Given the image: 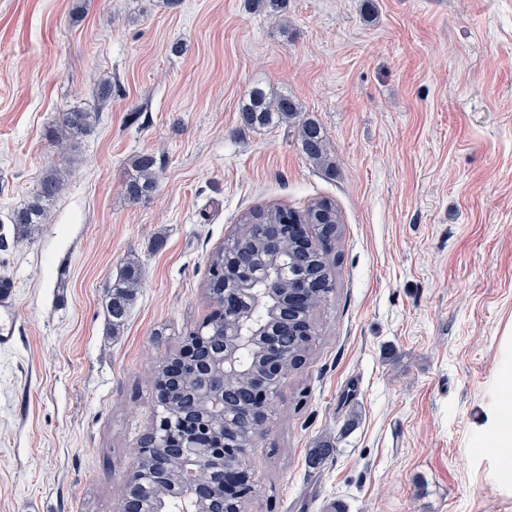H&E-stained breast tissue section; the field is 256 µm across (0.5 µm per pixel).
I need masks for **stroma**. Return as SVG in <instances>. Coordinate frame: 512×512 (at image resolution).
I'll list each match as a JSON object with an SVG mask.
<instances>
[{
    "label": "stroma",
    "instance_id": "1",
    "mask_svg": "<svg viewBox=\"0 0 512 512\" xmlns=\"http://www.w3.org/2000/svg\"><path fill=\"white\" fill-rule=\"evenodd\" d=\"M257 85L323 126L335 172L286 127L243 128ZM75 106L100 121L66 158L48 134ZM142 153L159 180L133 203ZM53 167L47 222L0 249L20 325L0 512H119L212 254L244 212L319 198L342 217L335 290L255 438L249 512H512L491 440L512 375V0H0L1 223ZM129 261L116 332L104 286ZM131 166L135 174L125 182L124 194L134 202L156 190L158 162L154 155L140 154L133 158ZM140 276L139 265L128 262L120 275L106 285L105 293L109 299L107 312L113 331H119L125 324L140 285Z\"/></svg>",
    "mask_w": 512,
    "mask_h": 512
}]
</instances>
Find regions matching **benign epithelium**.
I'll return each mask as SVG.
<instances>
[{
    "label": "benign epithelium",
    "instance_id": "1",
    "mask_svg": "<svg viewBox=\"0 0 512 512\" xmlns=\"http://www.w3.org/2000/svg\"><path fill=\"white\" fill-rule=\"evenodd\" d=\"M289 241L300 246L318 247L335 237L336 226L319 225L320 238H315L308 224L288 225ZM234 272L236 287L224 290V336L219 350H210L212 337L204 329L187 337L184 350L208 354L200 367L185 362L183 356L167 360L154 381L157 408L168 413L158 416L146 436L156 440L177 423L174 408L177 394L190 391L199 405L204 424L229 435L236 432L239 416L252 422L267 418V407L279 394L286 379V365L301 360L311 338L310 327L303 320L309 287L293 269L283 271L278 257L252 272H241L237 264L224 267V273ZM288 298V316L295 321L296 334L301 336L295 355L281 353L271 327L283 311V298ZM263 309L265 320L256 322L253 314ZM246 352L252 362L239 364L240 354ZM253 437L246 434L237 445L224 444L218 448H199L188 439L181 448L167 449L166 473L158 475L152 469L155 448H137L136 466L126 482L120 512H141L137 496L145 497L146 512H163L172 498L185 497L192 502L191 512H246V503L255 490L250 459ZM220 480L223 497L213 499L210 486Z\"/></svg>",
    "mask_w": 512,
    "mask_h": 512
}]
</instances>
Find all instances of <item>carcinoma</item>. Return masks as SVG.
I'll list each match as a JSON object with an SVG mask.
<instances>
[{
	"label": "carcinoma",
	"mask_w": 512,
	"mask_h": 512,
	"mask_svg": "<svg viewBox=\"0 0 512 512\" xmlns=\"http://www.w3.org/2000/svg\"><path fill=\"white\" fill-rule=\"evenodd\" d=\"M241 123L250 129H261L271 124L292 129L300 152L316 166L331 172L335 162L330 157L329 145L323 127L304 115L298 101L288 95H272L259 87L247 91L240 107ZM97 125L94 111L77 107L63 113L60 124L50 132V139L58 153L65 154L79 141L90 135ZM134 174L124 184V194L131 201L149 196L157 187L158 162L152 154H140L131 163ZM65 177L58 168L45 172L29 198L15 207L9 215V223L17 231H28L45 220L47 212L64 190ZM279 206L252 209L243 213L239 220V234L254 238L255 226L281 223ZM302 224H342L336 205L327 200H313L304 208L294 210ZM292 266L324 281L325 286L311 290L308 311H314L329 298L333 291L329 264L323 256L308 254L300 249L293 251ZM207 288L211 297H221L224 289L234 287L233 279H224V250L212 254L208 271ZM140 268L133 262L126 264L120 275L106 285L108 318L112 332L124 326L129 308L140 285Z\"/></svg>",
	"instance_id": "obj_1"
}]
</instances>
